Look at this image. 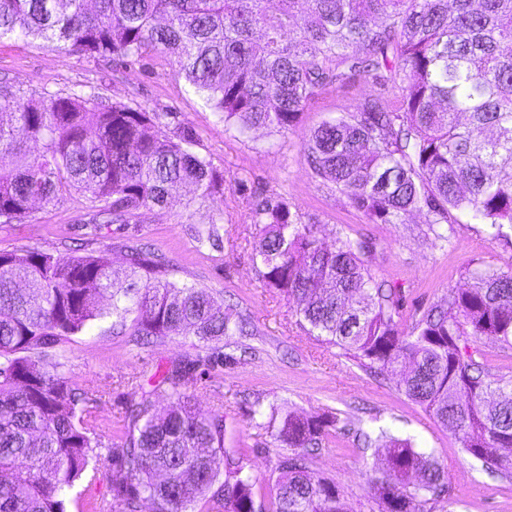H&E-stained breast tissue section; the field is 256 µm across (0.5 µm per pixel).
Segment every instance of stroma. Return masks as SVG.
I'll list each match as a JSON object with an SVG mask.
<instances>
[{"mask_svg": "<svg viewBox=\"0 0 512 512\" xmlns=\"http://www.w3.org/2000/svg\"><path fill=\"white\" fill-rule=\"evenodd\" d=\"M1 81L29 92L91 94L105 107L161 113L167 130H192L193 151L210 159L224 177V192L213 199H196L183 188L169 207L141 211L126 224L91 225L90 204L77 193L40 204L24 223L0 224L1 250L36 247L65 258L142 243L165 257L175 278L223 295L225 304L248 321L244 335L232 337L225 347L221 364L215 363L211 347L195 338L171 336L146 345L113 333L108 320L57 347L59 371L86 389L83 407L97 417L105 443L92 460L97 481L73 491L67 512H112V459L106 447L126 440V411L142 392H150L157 410L169 406V392L155 376L187 357L195 360L196 370L186 392L201 414L223 415L225 447L246 449L255 503L264 512L283 449L271 428L252 420L258 402L336 417L313 468L340 486L355 512H378L367 478L381 461L374 449L364 447L362 436L382 429L434 452L447 479L444 512H512V482L465 453L453 432L398 391L395 374L367 372L338 348L306 335L297 323L295 302L266 287L253 263L259 234L254 205L277 193L302 223L317 225L326 243H333L340 231L354 239L372 238V273L377 281L402 288L400 319L405 324L416 309L463 287L466 266L512 267V238L491 240L482 225L457 224L449 242L441 244L419 220L406 227L375 224L315 177L303 136L327 115L354 110L369 86L324 90L297 126L279 135L225 126L160 55L137 62L94 61L5 37L0 39ZM214 215L222 237L218 250L197 241L198 231L207 229Z\"/></svg>", "mask_w": 512, "mask_h": 512, "instance_id": "obj_1", "label": "stroma"}]
</instances>
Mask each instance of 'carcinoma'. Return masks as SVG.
<instances>
[{
  "label": "carcinoma",
  "mask_w": 512,
  "mask_h": 512,
  "mask_svg": "<svg viewBox=\"0 0 512 512\" xmlns=\"http://www.w3.org/2000/svg\"><path fill=\"white\" fill-rule=\"evenodd\" d=\"M39 39L87 59L167 57L205 105L241 132L286 133L328 86L369 81L378 93L324 118L304 139L314 175L372 221L424 215L439 242L452 224L512 236V0H0V39ZM158 112L98 106L93 96L26 95L0 82V218L21 223L38 202L74 192L91 224H126L191 187L207 200L224 178L191 151L186 128ZM253 262L266 285L297 304L309 335L358 366L398 376L399 390L462 449L512 479V376L493 374L462 342L512 348V267L468 268L464 287L397 320L401 290L371 273L373 246L337 233L328 246L279 197L254 209ZM60 259L0 250V512H66L76 483L105 447L81 407L86 392L45 367L50 349L112 319L155 343L194 336L220 344L244 320L210 289L168 278L164 257L120 248ZM194 361L162 377L175 402L144 393L127 411L129 439L108 447L113 512H255L246 450L224 448V416L196 411L183 387ZM333 419L282 416L269 512H353L312 468ZM386 469L368 478L379 512H433L447 489L432 453L380 430Z\"/></svg>",
  "instance_id": "cac0c4a2"
}]
</instances>
